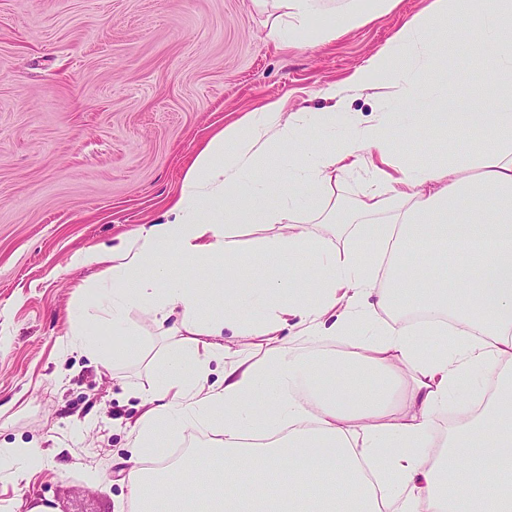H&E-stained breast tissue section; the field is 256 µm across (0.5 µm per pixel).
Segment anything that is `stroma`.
I'll list each match as a JSON object with an SVG mask.
<instances>
[{"label":"stroma","mask_w":512,"mask_h":512,"mask_svg":"<svg viewBox=\"0 0 512 512\" xmlns=\"http://www.w3.org/2000/svg\"><path fill=\"white\" fill-rule=\"evenodd\" d=\"M430 0H399L323 46L267 37L282 0H0V445L45 448L26 484L0 473V512H129L126 425L153 381L164 338L100 333L109 364L65 347L68 311L98 267L77 256L159 217L196 154L224 126L268 102L326 109ZM449 102L490 101L483 64L449 48ZM397 161L444 149L428 130L393 124Z\"/></svg>","instance_id":"obj_1"}]
</instances>
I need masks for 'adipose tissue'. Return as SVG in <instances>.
Instances as JSON below:
<instances>
[{
    "mask_svg": "<svg viewBox=\"0 0 512 512\" xmlns=\"http://www.w3.org/2000/svg\"><path fill=\"white\" fill-rule=\"evenodd\" d=\"M395 2H357L319 27L318 44ZM285 3L286 20L268 36L289 46L318 0ZM451 36L469 56L492 55L485 82L499 92L480 110L454 112L426 97ZM357 89L375 90L374 119L349 114ZM323 94L331 108L289 114L273 101L225 126L161 218L78 258L101 271L93 307L70 314L69 349L102 353L94 323L138 335L136 312L167 325L156 379L140 390L143 412L129 428L135 512H191L198 502L196 472L151 464L166 439L190 429L210 437L206 512H512V0H432L346 86ZM394 99L417 109L395 116ZM395 119L423 120L451 142L468 127L492 129L495 139L437 163H397ZM358 170L370 190L350 211L336 185ZM304 213L323 232L300 223ZM241 224L262 230L245 256ZM280 255L292 261L288 273L205 287L214 270ZM442 256L455 259L450 274L426 278L424 267ZM391 307L423 319L401 330L379 325ZM324 333L354 351L296 355V336ZM447 334L450 347L423 352L421 337ZM258 337L266 350L242 353ZM475 367L497 380V392L478 417L443 429L440 411ZM46 463L36 445L0 448V471L16 483Z\"/></svg>",
    "mask_w": 512,
    "mask_h": 512,
    "instance_id": "obj_1",
    "label": "adipose tissue"
}]
</instances>
